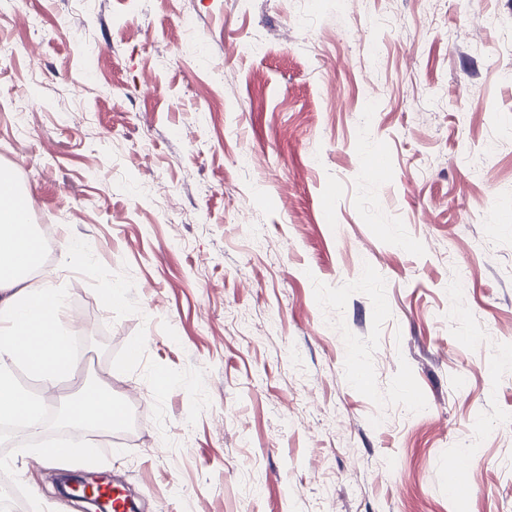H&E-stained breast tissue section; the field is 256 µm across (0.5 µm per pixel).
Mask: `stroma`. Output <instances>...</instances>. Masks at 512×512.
Here are the masks:
<instances>
[{
    "label": "stroma",
    "instance_id": "1",
    "mask_svg": "<svg viewBox=\"0 0 512 512\" xmlns=\"http://www.w3.org/2000/svg\"><path fill=\"white\" fill-rule=\"evenodd\" d=\"M0 40V167L84 250L47 431L83 381L130 404L83 462L0 439L16 512H78L62 471L141 512H512V0H0ZM467 465L455 462L448 466V494L456 498H464L470 490L466 479Z\"/></svg>",
    "mask_w": 512,
    "mask_h": 512
}]
</instances>
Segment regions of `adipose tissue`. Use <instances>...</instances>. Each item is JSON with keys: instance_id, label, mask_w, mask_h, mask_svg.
I'll return each instance as SVG.
<instances>
[{"instance_id": "obj_1", "label": "adipose tissue", "mask_w": 512, "mask_h": 512, "mask_svg": "<svg viewBox=\"0 0 512 512\" xmlns=\"http://www.w3.org/2000/svg\"><path fill=\"white\" fill-rule=\"evenodd\" d=\"M43 248L33 226L16 223L12 209L0 203V420L26 425L32 452L39 457L49 453L40 437L41 398L76 371L64 320L66 295L51 280L32 282L42 270L38 253ZM16 363L41 382L40 395H32L15 381L11 367ZM123 404L111 385L88 383L70 403L65 417L72 425L90 420L106 425L112 421L113 407Z\"/></svg>"}]
</instances>
